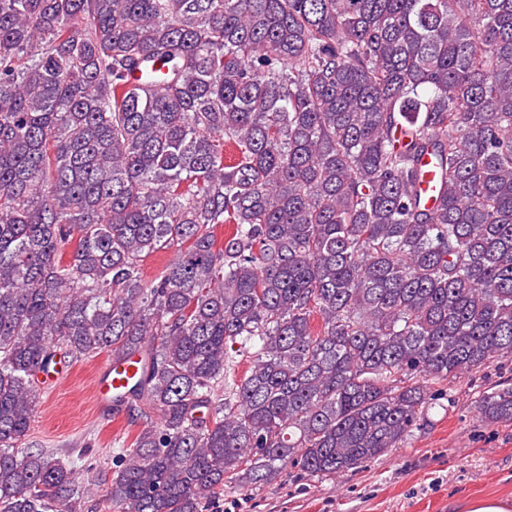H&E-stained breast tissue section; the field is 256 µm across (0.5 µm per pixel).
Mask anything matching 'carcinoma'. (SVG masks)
Returning a JSON list of instances; mask_svg holds the SVG:
<instances>
[{"mask_svg": "<svg viewBox=\"0 0 512 512\" xmlns=\"http://www.w3.org/2000/svg\"><path fill=\"white\" fill-rule=\"evenodd\" d=\"M102 352L143 417L111 475L21 447ZM504 355L512 0H0V512L336 477Z\"/></svg>", "mask_w": 512, "mask_h": 512, "instance_id": "carcinoma-1", "label": "carcinoma"}]
</instances>
